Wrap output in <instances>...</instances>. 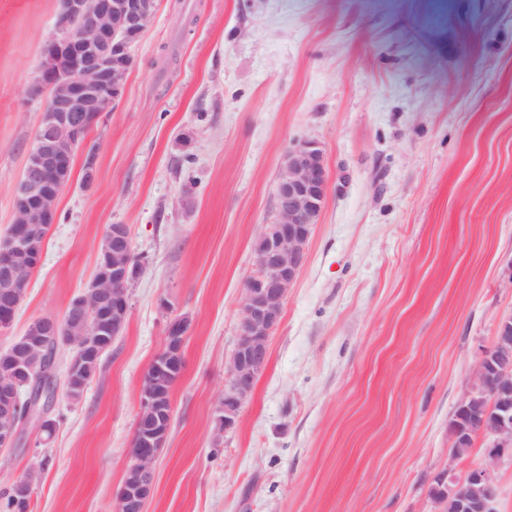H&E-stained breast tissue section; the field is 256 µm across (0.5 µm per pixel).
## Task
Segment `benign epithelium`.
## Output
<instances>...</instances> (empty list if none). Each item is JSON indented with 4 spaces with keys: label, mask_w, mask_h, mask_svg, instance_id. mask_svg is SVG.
I'll use <instances>...</instances> for the list:
<instances>
[{
    "label": "benign epithelium",
    "mask_w": 512,
    "mask_h": 512,
    "mask_svg": "<svg viewBox=\"0 0 512 512\" xmlns=\"http://www.w3.org/2000/svg\"><path fill=\"white\" fill-rule=\"evenodd\" d=\"M157 0H60L56 33L40 59L32 94L45 98V108L28 152L14 197L15 220L0 236V328H9L28 288L29 272L42 258L44 244L31 233L57 218V201L68 183L76 149L88 130L112 110L121 96L133 63V48L154 19ZM328 175L321 148L305 141L288 151L280 173L273 222L265 225L254 251L257 272L243 288L234 351L224 380L221 418L224 431L234 429L264 369L269 342L282 320L288 291L306 259V247L323 208ZM101 265L83 291L74 297L61 322L43 317L0 352L3 376L13 382L34 371L48 346L70 349L65 393L80 399L86 387L85 362L110 346L129 313V283L142 265L133 253L125 224H113L104 237ZM189 327L185 317L170 320L164 347L149 364L139 390V412L129 448L128 469L136 479L122 484L118 512H144L153 489V464L172 424V405L160 390L174 387L185 370L183 347ZM471 388L459 406L476 413L471 423L456 426L451 458L477 437L489 442L483 464L461 477L440 471L442 486L455 512H497L495 468L512 452V315L499 323L492 345L477 361ZM58 391L54 372L43 374L39 388L20 405L16 386L0 388V447L15 446L21 429L36 423L45 430Z\"/></svg>",
    "instance_id": "1"
}]
</instances>
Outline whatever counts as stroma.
<instances>
[{
	"instance_id": "1",
	"label": "stroma",
	"mask_w": 512,
	"mask_h": 512,
	"mask_svg": "<svg viewBox=\"0 0 512 512\" xmlns=\"http://www.w3.org/2000/svg\"><path fill=\"white\" fill-rule=\"evenodd\" d=\"M58 0H0V234L43 99ZM124 93L88 131L0 349L63 319L109 225L143 269L129 315L47 443L0 450V495L118 512L138 392L168 320L185 370L145 512H431L449 423L512 314V0H158ZM318 143L325 206L269 357L219 423L254 244L293 146ZM96 179L83 183L86 159Z\"/></svg>"
}]
</instances>
